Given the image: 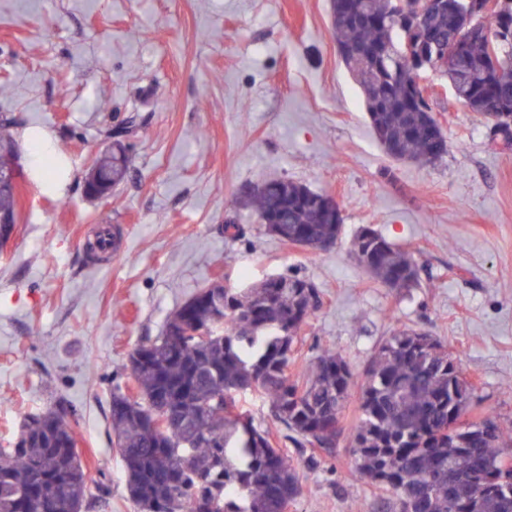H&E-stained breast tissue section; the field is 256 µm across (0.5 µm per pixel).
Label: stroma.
Here are the masks:
<instances>
[{"label": "stroma", "instance_id": "obj_1", "mask_svg": "<svg viewBox=\"0 0 512 512\" xmlns=\"http://www.w3.org/2000/svg\"><path fill=\"white\" fill-rule=\"evenodd\" d=\"M422 77L449 143L432 165L380 149L337 54L330 0H0V114L15 136L44 130L70 169L58 190L25 174L0 252V448L26 415L66 399L88 479L110 487L84 512H137L109 435L129 354L203 285L288 273L322 292L290 374L318 346L361 374L398 322L461 353L475 384L468 418L512 426V150L490 146L441 71ZM129 120L128 179L89 196L91 164ZM270 178L335 195L338 245L303 250L267 234L241 200ZM230 216L249 225L245 239L225 237ZM363 225L415 253L422 288L405 297L368 276L350 251ZM107 226L117 244L97 261L85 246ZM289 453L301 483L289 512H381L346 439Z\"/></svg>", "mask_w": 512, "mask_h": 512}]
</instances>
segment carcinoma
Here are the masks:
<instances>
[{
	"mask_svg": "<svg viewBox=\"0 0 512 512\" xmlns=\"http://www.w3.org/2000/svg\"><path fill=\"white\" fill-rule=\"evenodd\" d=\"M458 8L428 11L418 30L398 26L395 0H330L341 59L355 78L382 151L396 161L432 164L448 154L432 108L416 89L420 59L439 61L448 45L466 39L464 55L444 70L455 99L490 125L512 104V4L486 31L467 28ZM416 40L410 59L402 46ZM13 123L0 119V174L10 170ZM93 170L113 191L128 176L126 146L115 140ZM258 219L280 218L265 230L275 238L336 245L343 217L331 222L320 193L278 178L249 195ZM0 211L20 220L18 197L0 190ZM354 256L386 288L407 295L423 287L414 253L377 230ZM320 292L298 274L268 276L247 288L205 285L146 339L125 370L135 387L112 391L111 428L129 498L138 512H283L300 493L298 463L267 430L240 409L238 396L256 392L295 447L332 448L355 385L349 362L322 348L299 376L288 368L299 333ZM208 329L198 337L196 330ZM461 358L424 331L396 328L364 371L358 418L347 435L355 473L391 494L390 512H512V430L486 416L460 424L474 399ZM69 403L56 401L27 415L11 448H0V512H82L89 498L110 494L89 485L77 454Z\"/></svg>",
	"mask_w": 512,
	"mask_h": 512,
	"instance_id": "carcinoma-1",
	"label": "carcinoma"
}]
</instances>
